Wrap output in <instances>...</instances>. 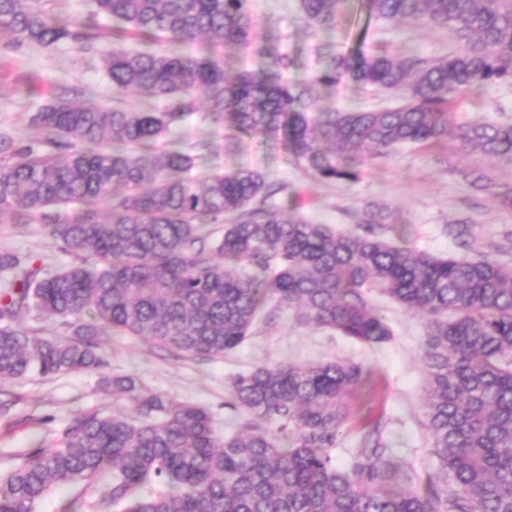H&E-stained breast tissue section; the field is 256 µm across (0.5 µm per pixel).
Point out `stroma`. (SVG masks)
I'll use <instances>...</instances> for the list:
<instances>
[{"label": "stroma", "instance_id": "35a3bbf8", "mask_svg": "<svg viewBox=\"0 0 512 512\" xmlns=\"http://www.w3.org/2000/svg\"><path fill=\"white\" fill-rule=\"evenodd\" d=\"M253 9L261 23L262 47L294 56L297 65L289 71V78L305 81L324 69V61L318 59L306 35L299 0H253ZM325 38L346 55L381 45L397 54L432 60L446 56L453 46L447 30L376 19L368 0H347ZM61 84L92 88L103 99L112 96L100 62L92 55L64 45H31L19 53L0 50V131L22 141L35 139L37 132L29 117ZM392 103L390 95L347 80L333 89L321 88L317 101L327 111L380 109ZM456 112L462 120L512 122V85L484 87L474 99L462 101ZM187 134L192 142H219L220 148L209 155L206 168H252L263 172L268 181L286 183L288 189L278 195V204L315 223L356 228L358 215L373 203L392 217L384 232L389 240H402L434 254L462 252L512 266V208L473 187L464 177L470 169L483 167L498 185L512 186V165L476 152L455 153L453 142L448 141L368 157L360 178L353 182L322 181L281 147L261 143L258 138L229 136L222 126L196 118L188 121ZM461 217L470 225L464 249L458 248L447 230ZM1 247L30 254L51 271L72 261L40 224L22 229L0 226ZM374 302L393 330L392 339L380 345L299 323L293 311L281 308L274 320L259 323L245 343L220 358L177 356L144 340L112 332L103 339L108 360L104 371L33 374L18 382H0V402L9 405L8 412L0 414V475L21 463L29 450L55 447L75 412H131L132 402L113 396L103 377L130 376L146 392L203 407L210 412L217 433L224 435L244 423L224 405L236 375L264 363L314 364L330 359L360 363L368 372L349 399L351 415L333 450L337 465H346L350 450L377 424L389 447L411 460L417 472L434 470L436 459L422 425L424 321L384 297H375ZM70 501L76 504L74 512H112L102 504L96 488L83 483L56 491L37 512H65L64 505Z\"/></svg>", "mask_w": 512, "mask_h": 512}]
</instances>
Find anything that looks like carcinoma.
<instances>
[{
	"label": "carcinoma",
	"mask_w": 512,
	"mask_h": 512,
	"mask_svg": "<svg viewBox=\"0 0 512 512\" xmlns=\"http://www.w3.org/2000/svg\"><path fill=\"white\" fill-rule=\"evenodd\" d=\"M45 0H0V45L18 53L66 45L96 56L123 108L59 87L29 116L39 137L0 133V224H44L59 249L82 258L49 273L31 255L0 249V381L101 370L107 331L184 355L221 357L270 321L269 297L307 324L367 345L393 331L378 293L424 318L423 425L437 466L419 490L375 426L347 465L332 454L364 368L344 360L259 365L236 377L228 406L245 428L223 437L202 407L139 391L112 392L131 414L81 412L54 448H36L0 476V512H35L77 482L101 485L119 512H512V268L434 255L381 235L366 208L361 233L314 224L277 205L287 189L255 169L192 171L212 143L188 144L186 121L215 124L285 149L317 178L354 181L365 157L441 144L512 164V124L454 123L470 92L512 84V0H369L379 19L443 28L457 42L438 60L388 52L336 53L319 32L344 0H300L326 69L286 78L294 60L233 78L219 57L255 44L252 0H90L71 21ZM144 44L106 45L99 18ZM198 42L199 52L182 45ZM349 78L390 91L383 110L324 112L315 87ZM35 311L72 330L64 341L25 323Z\"/></svg>",
	"instance_id": "1"
}]
</instances>
